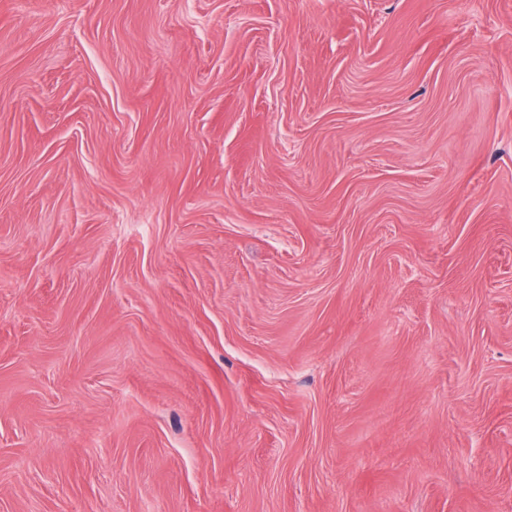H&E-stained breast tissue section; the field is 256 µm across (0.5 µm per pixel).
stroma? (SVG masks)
<instances>
[{"mask_svg": "<svg viewBox=\"0 0 512 512\" xmlns=\"http://www.w3.org/2000/svg\"><path fill=\"white\" fill-rule=\"evenodd\" d=\"M0 512H512V0H0Z\"/></svg>", "mask_w": 512, "mask_h": 512, "instance_id": "stroma-1", "label": "stroma"}]
</instances>
